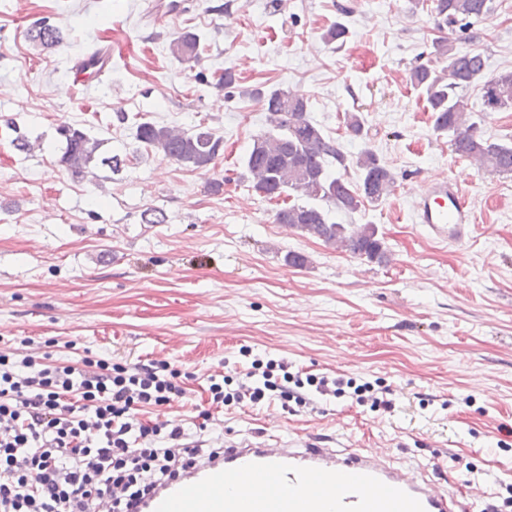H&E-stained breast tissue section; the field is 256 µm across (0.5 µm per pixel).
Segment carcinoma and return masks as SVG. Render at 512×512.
<instances>
[{"mask_svg": "<svg viewBox=\"0 0 512 512\" xmlns=\"http://www.w3.org/2000/svg\"><path fill=\"white\" fill-rule=\"evenodd\" d=\"M433 4L431 16L441 36L433 40L431 55L448 62V66L439 69L430 60L419 63L410 71V83L425 97L434 130L452 135L455 154L476 163L481 170L512 173V145L491 142L476 134L464 95L478 83L483 111L512 107V71L489 75L482 54L458 47L459 41L472 38L474 24L494 12L493 0H433ZM348 34L346 25L337 22L323 33L322 39L342 45ZM29 35L43 50L60 46L65 38L60 27L45 20L33 24ZM169 49L189 69L200 62L203 51L199 35L189 30L173 37ZM251 94L262 102L269 124L268 132L254 140L244 158L251 187L267 200H278L289 190L308 199L304 204L277 209L275 221L370 262H389L388 251L374 225L349 229L332 221L329 211L321 206L325 202L338 210L354 212L366 201L377 202L388 196L395 180L386 164L371 148L364 147L355 161L358 182L351 183L343 175L349 168L347 155L340 144L327 138L310 120L307 99L282 87L254 89ZM343 124L349 136L364 138L362 116L347 112ZM61 135L66 141L61 165L76 177L90 173L100 140L73 127L62 129ZM136 139L146 152L194 170H208L215 165L221 148V141L200 125L178 131L142 122L137 126Z\"/></svg>", "mask_w": 512, "mask_h": 512, "instance_id": "1", "label": "carcinoma"}]
</instances>
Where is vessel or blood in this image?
I'll use <instances>...</instances> for the list:
<instances>
[{
  "label": "vessel or blood",
  "instance_id": "b4317fda",
  "mask_svg": "<svg viewBox=\"0 0 512 512\" xmlns=\"http://www.w3.org/2000/svg\"><path fill=\"white\" fill-rule=\"evenodd\" d=\"M100 49L70 63L86 85L110 66ZM415 223L458 240L476 221L458 183L444 178L413 205ZM458 495L377 455L306 442H225L222 455L188 469L143 499L141 512H460Z\"/></svg>",
  "mask_w": 512,
  "mask_h": 512
}]
</instances>
